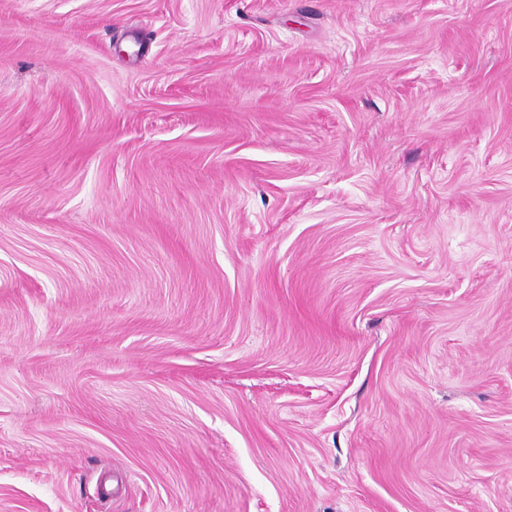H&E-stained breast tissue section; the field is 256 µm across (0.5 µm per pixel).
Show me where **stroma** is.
Wrapping results in <instances>:
<instances>
[{"instance_id": "stroma-1", "label": "stroma", "mask_w": 512, "mask_h": 512, "mask_svg": "<svg viewBox=\"0 0 512 512\" xmlns=\"http://www.w3.org/2000/svg\"><path fill=\"white\" fill-rule=\"evenodd\" d=\"M0 512H512V0H0Z\"/></svg>"}]
</instances>
